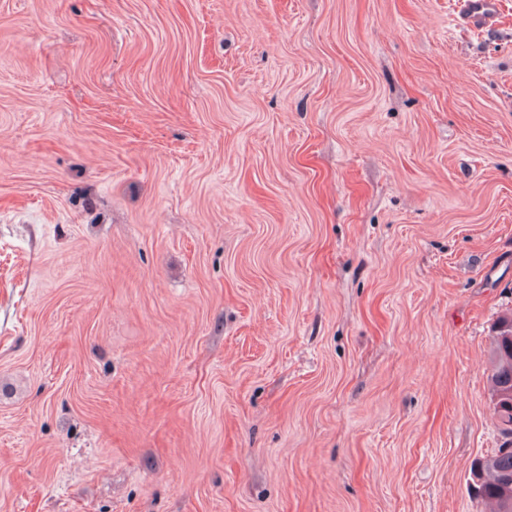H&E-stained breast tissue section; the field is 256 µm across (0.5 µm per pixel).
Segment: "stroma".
Masks as SVG:
<instances>
[{"label":"stroma","mask_w":512,"mask_h":512,"mask_svg":"<svg viewBox=\"0 0 512 512\" xmlns=\"http://www.w3.org/2000/svg\"><path fill=\"white\" fill-rule=\"evenodd\" d=\"M0 0V512H490L512 0ZM459 22L472 30L483 31L495 24L499 12L498 0H458Z\"/></svg>","instance_id":"stroma-1"}]
</instances>
